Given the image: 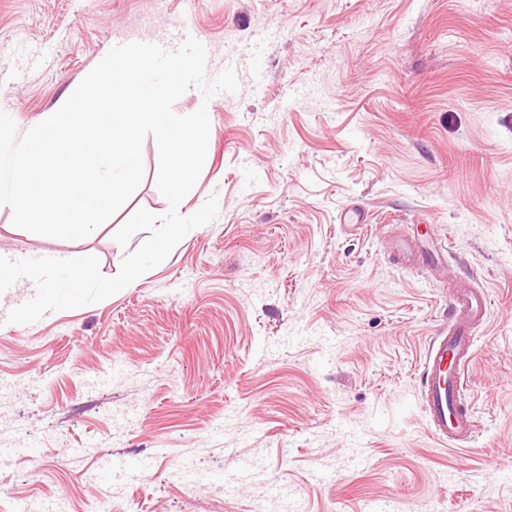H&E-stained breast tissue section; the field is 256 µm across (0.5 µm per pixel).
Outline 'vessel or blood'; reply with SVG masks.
<instances>
[{"mask_svg":"<svg viewBox=\"0 0 512 512\" xmlns=\"http://www.w3.org/2000/svg\"><path fill=\"white\" fill-rule=\"evenodd\" d=\"M489 308L486 293L455 284L448 304V322L428 344L421 373L422 407L434 434L443 442H470L476 423L463 407V373L472 357L473 332Z\"/></svg>","mask_w":512,"mask_h":512,"instance_id":"b4317fda","label":"vessel or blood"}]
</instances>
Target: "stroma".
Here are the masks:
<instances>
[{"label": "stroma", "mask_w": 512, "mask_h": 512, "mask_svg": "<svg viewBox=\"0 0 512 512\" xmlns=\"http://www.w3.org/2000/svg\"><path fill=\"white\" fill-rule=\"evenodd\" d=\"M190 25L207 77V156L179 212L219 215L113 296L27 324L0 293V512H512V0H0V111L26 132L112 45ZM132 197L79 240L0 205V255H93L161 214L154 137ZM358 203L371 221H340ZM433 226L449 277L491 307L466 369L478 432L456 448L420 405L448 291L390 254Z\"/></svg>", "instance_id": "stroma-1"}]
</instances>
